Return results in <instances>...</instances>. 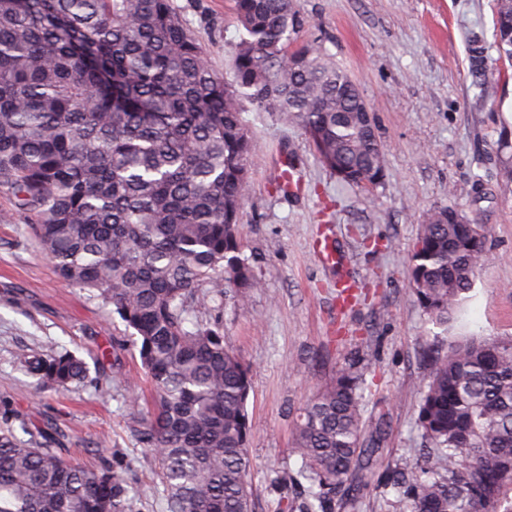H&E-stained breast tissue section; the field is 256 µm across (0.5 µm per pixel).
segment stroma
I'll return each instance as SVG.
<instances>
[{"label":"stroma","mask_w":512,"mask_h":512,"mask_svg":"<svg viewBox=\"0 0 512 512\" xmlns=\"http://www.w3.org/2000/svg\"><path fill=\"white\" fill-rule=\"evenodd\" d=\"M174 5L216 73L231 80L242 35L232 0ZM294 8L304 21L296 44L321 45L371 105L385 176L374 186L348 185L322 165L301 127L242 106L255 162L239 220L260 286L244 308L199 294L189 317L219 320L251 368L255 512H287L271 481L299 467L295 425L340 351L356 348L373 360L366 416L385 435L370 466L392 474L424 446L416 419L426 349L512 337V64L497 59L494 0H294ZM480 55L487 65L478 74ZM286 158L305 173L303 195L281 185ZM446 206L486 225L489 236L474 285L443 329L414 302L408 271L426 212ZM325 234L337 236L343 253L333 266L314 251ZM347 279L368 296L343 308L336 285ZM32 350L83 358L89 381L37 393L20 360ZM118 370L143 377L119 316L59 279L24 218L0 222V401L30 432L55 429L79 462L115 458L147 482L154 462L128 429L147 404L114 379Z\"/></svg>","instance_id":"stroma-1"}]
</instances>
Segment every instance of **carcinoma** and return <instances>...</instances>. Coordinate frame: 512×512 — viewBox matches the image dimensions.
<instances>
[{
    "label": "carcinoma",
    "instance_id": "cac0c4a2",
    "mask_svg": "<svg viewBox=\"0 0 512 512\" xmlns=\"http://www.w3.org/2000/svg\"><path fill=\"white\" fill-rule=\"evenodd\" d=\"M244 35L233 79L212 69L172 0H0V188L15 198L58 276L113 307L139 344L152 408L130 427L155 462L135 493L163 489L166 512H254L250 368L221 323L185 326L198 289L244 305L259 287L239 211L254 161L250 103L302 126L322 164L358 186L384 168L375 126L348 73L319 45L288 48L292 0H233ZM495 48L512 62V0H496ZM426 214L409 263L414 301L446 324L473 283L481 224ZM40 388L83 383L70 352L23 354ZM418 427L435 448L398 485L409 512H512V337L430 356ZM368 355L348 353L309 398L275 480L301 512L351 505L346 485L373 438ZM0 409V512H129L130 469L90 468L24 440Z\"/></svg>",
    "mask_w": 512,
    "mask_h": 512
}]
</instances>
